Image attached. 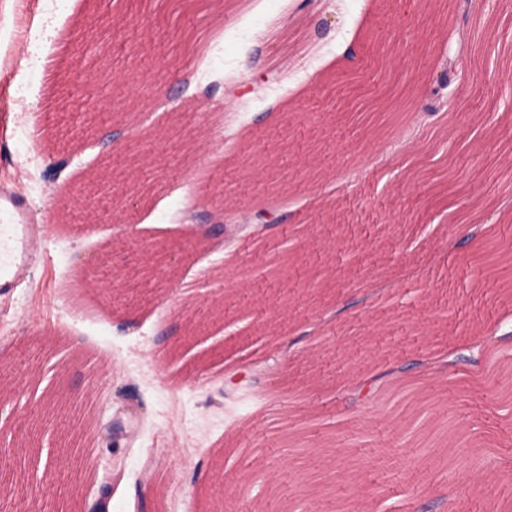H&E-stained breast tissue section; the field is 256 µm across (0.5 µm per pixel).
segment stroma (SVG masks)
Masks as SVG:
<instances>
[{"label":"stroma","instance_id":"1","mask_svg":"<svg viewBox=\"0 0 512 512\" xmlns=\"http://www.w3.org/2000/svg\"><path fill=\"white\" fill-rule=\"evenodd\" d=\"M225 2L0 0V196L51 240L0 293V390L26 386L0 406V512H512V371L427 368L512 316V272L484 264L512 223L468 212L512 200V59L465 54L448 118L368 163L391 114L431 105L446 47L512 35V0ZM265 70L279 81L204 92ZM133 159V208L74 202ZM222 202L278 221L206 232ZM106 250L125 290L93 264ZM390 369L394 389L348 399ZM64 380L76 399L43 426Z\"/></svg>","mask_w":512,"mask_h":512}]
</instances>
